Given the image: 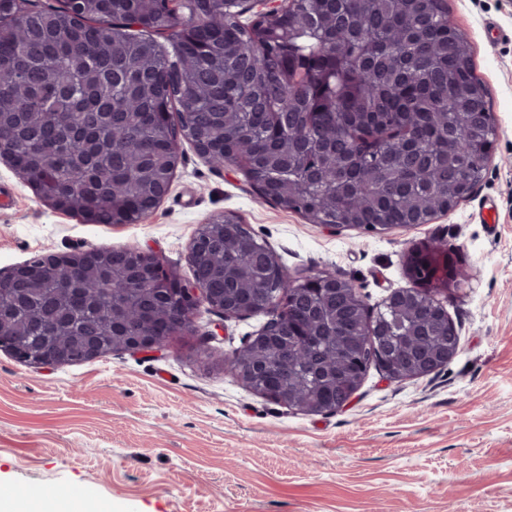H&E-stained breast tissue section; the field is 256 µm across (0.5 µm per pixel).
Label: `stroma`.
I'll return each mask as SVG.
<instances>
[{
	"label": "stroma",
	"mask_w": 512,
	"mask_h": 512,
	"mask_svg": "<svg viewBox=\"0 0 512 512\" xmlns=\"http://www.w3.org/2000/svg\"><path fill=\"white\" fill-rule=\"evenodd\" d=\"M498 127L472 194L428 224L368 235L307 221L180 141L168 193L136 224L48 207L7 163L0 271L37 254L137 243L183 279L199 224L231 211L290 275L333 271L368 309L409 287L413 245L448 244L461 336L445 367L395 381L370 369L349 405L293 412L244 385L235 353L264 322L200 308L162 350L35 367L0 350V485L46 498L88 488L111 512H512V0H447ZM497 220L479 223L486 199Z\"/></svg>",
	"instance_id": "1"
}]
</instances>
